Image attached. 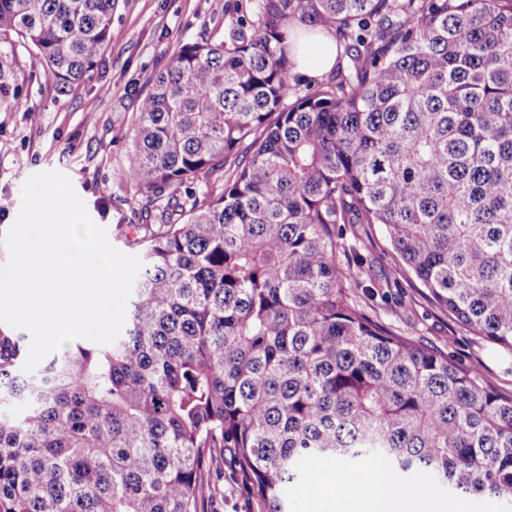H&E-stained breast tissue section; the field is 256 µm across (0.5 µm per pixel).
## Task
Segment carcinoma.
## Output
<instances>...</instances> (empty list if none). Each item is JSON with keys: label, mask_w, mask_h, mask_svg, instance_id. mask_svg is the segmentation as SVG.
Returning <instances> with one entry per match:
<instances>
[{"label": "carcinoma", "mask_w": 512, "mask_h": 512, "mask_svg": "<svg viewBox=\"0 0 512 512\" xmlns=\"http://www.w3.org/2000/svg\"><path fill=\"white\" fill-rule=\"evenodd\" d=\"M115 0H0L58 93L92 76ZM138 107L126 174L151 224L125 334L33 373L0 327V512H199L229 453L265 512L314 457L512 501V394L352 301L378 224L432 299L512 351V0H250ZM336 40L302 85L290 29ZM205 187L202 195L193 188Z\"/></svg>", "instance_id": "cac0c4a2"}]
</instances>
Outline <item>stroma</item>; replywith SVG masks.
Listing matches in <instances>:
<instances>
[{"instance_id": "1", "label": "stroma", "mask_w": 512, "mask_h": 512, "mask_svg": "<svg viewBox=\"0 0 512 512\" xmlns=\"http://www.w3.org/2000/svg\"><path fill=\"white\" fill-rule=\"evenodd\" d=\"M225 0H115L111 40L94 74L67 95L58 94L41 60L27 49L18 57L25 76L20 103L0 109V235L15 221L21 188L32 174L56 170L68 176L84 200L90 217L106 228L115 248L120 224H142V200L125 175L126 155L141 98L149 81L166 68L185 42L221 38ZM39 110L33 123L30 110ZM372 267L367 281L390 279L388 300L368 299L355 289L354 300L398 334L441 351L463 370L481 368L498 390L512 393V352L504 350L448 317L426 288L398 272L380 226L366 241ZM321 470L341 473L349 485L373 473L369 463H343L328 458L306 461L302 482L288 492L292 512H306L321 487L313 476ZM413 494L432 499L436 512H512V505L447 490L416 485ZM200 512H264L247 478L232 463L205 478Z\"/></svg>"}]
</instances>
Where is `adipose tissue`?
<instances>
[{"label": "adipose tissue", "instance_id": "obj_1", "mask_svg": "<svg viewBox=\"0 0 512 512\" xmlns=\"http://www.w3.org/2000/svg\"><path fill=\"white\" fill-rule=\"evenodd\" d=\"M291 52L300 72L316 76L332 69L336 43L318 32H295L290 37ZM310 512H417L413 496L389 483L377 484L370 493L339 490L328 482L324 493L314 499Z\"/></svg>", "mask_w": 512, "mask_h": 512}]
</instances>
